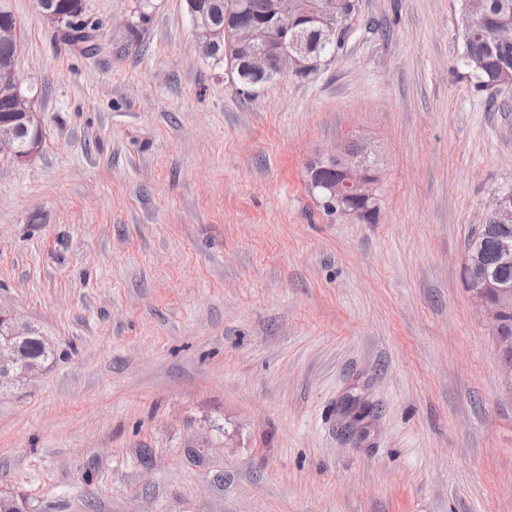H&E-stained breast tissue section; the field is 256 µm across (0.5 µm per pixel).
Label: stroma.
Wrapping results in <instances>:
<instances>
[{
	"label": "stroma",
	"mask_w": 512,
	"mask_h": 512,
	"mask_svg": "<svg viewBox=\"0 0 512 512\" xmlns=\"http://www.w3.org/2000/svg\"><path fill=\"white\" fill-rule=\"evenodd\" d=\"M9 0L41 153L0 157V306L56 351L0 399L29 512H512V389L466 278L512 189V87L459 0H359L317 71L241 91L185 0ZM360 139L376 222L306 164ZM460 35L465 67L477 79L478 88H501L512 83V36L503 34L497 44L483 41L491 26L512 27V0H460ZM58 31L66 44L73 46L83 54H88L94 49V41L98 36V26L96 27L92 21H89L84 27H76L71 23L63 22Z\"/></svg>",
	"instance_id": "obj_1"
}]
</instances>
